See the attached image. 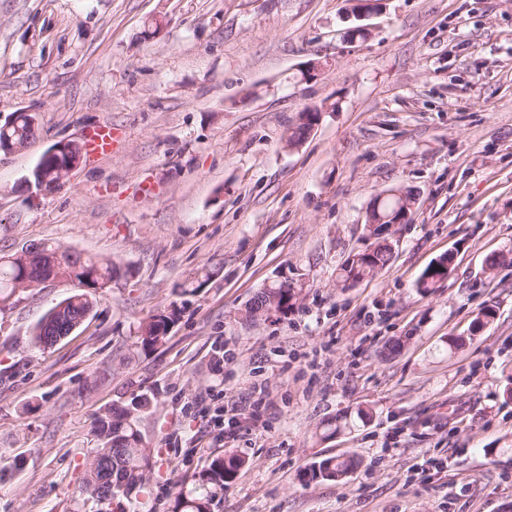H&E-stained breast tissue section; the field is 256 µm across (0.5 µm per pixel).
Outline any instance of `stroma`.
Listing matches in <instances>:
<instances>
[{
  "instance_id": "obj_1",
  "label": "stroma",
  "mask_w": 512,
  "mask_h": 512,
  "mask_svg": "<svg viewBox=\"0 0 512 512\" xmlns=\"http://www.w3.org/2000/svg\"><path fill=\"white\" fill-rule=\"evenodd\" d=\"M348 6L0 0V125L29 112L40 127L0 153V255L52 240L128 271L43 350L33 328L68 287L0 310V512H99L78 493L93 418L139 394L156 464L112 512H171L222 454L247 464L212 512H512V0H380L361 22ZM360 23L369 36L350 37ZM310 106L317 126L288 149ZM101 124L121 132L111 156L56 191L28 186L48 149ZM399 187L416 202L391 262L338 286L371 242L372 201ZM287 269L296 305L247 319ZM173 303L166 343L142 351L137 326ZM349 455L362 465L344 480L302 481Z\"/></svg>"
}]
</instances>
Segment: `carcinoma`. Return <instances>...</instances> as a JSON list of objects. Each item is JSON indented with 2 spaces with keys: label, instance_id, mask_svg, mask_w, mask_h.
I'll list each match as a JSON object with an SVG mask.
<instances>
[{
  "label": "carcinoma",
  "instance_id": "cac0c4a2",
  "mask_svg": "<svg viewBox=\"0 0 512 512\" xmlns=\"http://www.w3.org/2000/svg\"><path fill=\"white\" fill-rule=\"evenodd\" d=\"M36 116L20 112L14 119L0 126V144L22 142L36 135L33 124ZM76 159L72 149L61 155L43 156L31 170L28 181L38 190L54 191L60 169ZM398 200L384 198L378 208L383 223L370 232L375 242L370 247L348 257L338 275L343 288L381 271L392 257V245L384 232L397 218ZM37 255H32V251ZM21 254L0 255V308L14 304L17 293L34 290L48 282L71 284L73 291L50 308L38 321L32 333V345L37 349L48 348L49 339L79 328L91 313L96 294L121 278L125 271L108 259L83 255L55 242H44ZM447 277L440 268H429L422 275L417 288L428 293ZM261 306L286 314L294 300L291 288L278 280L260 291ZM180 308H169L152 316L138 327L140 347L155 350L165 343L170 327L179 319ZM147 397L133 399L126 405H112L95 416L92 433L97 446L90 451L80 494L100 504L111 505L112 500L143 491L155 465L154 449L147 446L140 427L142 415L149 410ZM245 459L235 455L215 457L204 469L194 486L180 492L172 512H211L215 496L233 481ZM361 461L355 457L342 460L324 458L313 463L309 479L338 480L355 470Z\"/></svg>",
  "mask_w": 512,
  "mask_h": 512
}]
</instances>
